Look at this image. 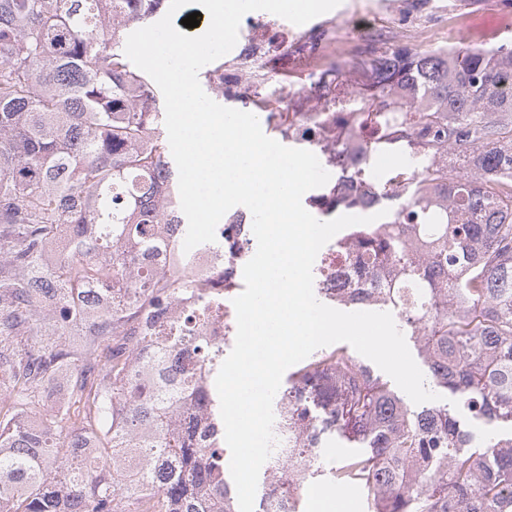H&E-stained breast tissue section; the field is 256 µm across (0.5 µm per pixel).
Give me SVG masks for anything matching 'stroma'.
<instances>
[{"mask_svg":"<svg viewBox=\"0 0 512 512\" xmlns=\"http://www.w3.org/2000/svg\"><path fill=\"white\" fill-rule=\"evenodd\" d=\"M339 17L324 26L299 28L267 12L259 17L265 23L288 31L290 41L307 42L309 37L336 38L340 44L334 60L349 64L368 48L367 43L348 37L353 20L374 17L382 25L385 47L405 46L413 50L451 47H488L512 43V4L506 0H481L466 7L462 0H427L413 8L412 0H342Z\"/></svg>","mask_w":512,"mask_h":512,"instance_id":"stroma-1","label":"stroma"}]
</instances>
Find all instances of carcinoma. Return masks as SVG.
<instances>
[{"label": "carcinoma", "mask_w": 512, "mask_h": 512, "mask_svg": "<svg viewBox=\"0 0 512 512\" xmlns=\"http://www.w3.org/2000/svg\"><path fill=\"white\" fill-rule=\"evenodd\" d=\"M166 0H0V512H239L224 457L218 395L205 375L222 351L196 335L199 304L157 326L155 310L210 288L169 279L156 261L166 224H188L162 131V92L124 53L123 34L164 14ZM240 69L267 67L245 49ZM370 91L359 125L379 131L364 165L336 182L368 183L374 160L407 166L341 206L397 203L389 221L355 225L363 266L354 288L320 299L398 310L448 404L415 408L343 346L314 353L275 399V426L299 441L263 473L301 512L295 480L318 475L311 450L335 435L352 449L332 487L367 488L374 512H512V48L395 47L356 58ZM224 63L204 72L224 95ZM248 100L288 136V115ZM433 230L429 250L411 235ZM64 239L55 270L43 250ZM385 261L391 278L375 276ZM109 311L80 344L95 294ZM190 344L200 371L173 367ZM61 388L65 407L46 388ZM495 434L473 445L471 427Z\"/></svg>", "instance_id": "carcinoma-1"}]
</instances>
